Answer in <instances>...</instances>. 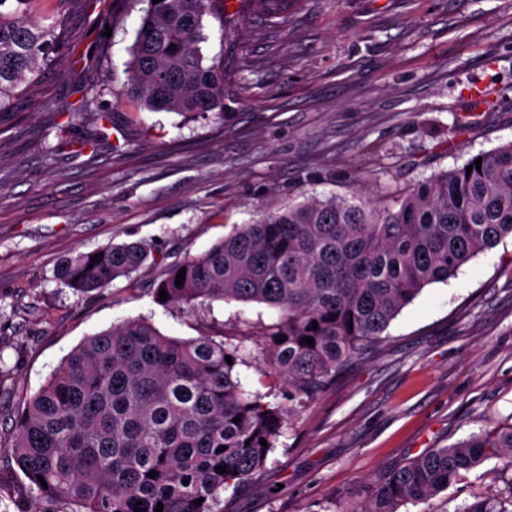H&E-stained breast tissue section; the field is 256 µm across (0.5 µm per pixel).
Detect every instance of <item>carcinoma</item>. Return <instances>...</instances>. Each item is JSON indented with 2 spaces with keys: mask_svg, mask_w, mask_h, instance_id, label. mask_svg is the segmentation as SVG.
I'll use <instances>...</instances> for the list:
<instances>
[{
  "mask_svg": "<svg viewBox=\"0 0 512 512\" xmlns=\"http://www.w3.org/2000/svg\"><path fill=\"white\" fill-rule=\"evenodd\" d=\"M140 2L146 7L126 62V97L149 112L222 117L224 65L206 63L203 52L208 17L224 31L221 2ZM37 4L0 0V126L11 119L21 86L58 65L53 52L73 41L67 16L46 26L33 19ZM508 235L512 141L435 171L382 204L357 189L349 198L311 197L237 226L173 267L157 290L172 307L235 301L279 310L253 334L291 405L245 395L230 335L185 340L148 319H127L87 337L26 402L10 456L0 462V490L19 471L69 512H154L160 503L163 512H216L224 491L260 477L297 409L376 350L426 285L448 280ZM148 258L140 243L112 244L64 260L58 277L87 293L131 277ZM492 459L512 469V425L410 459L379 478L375 496L352 512H399Z\"/></svg>",
  "mask_w": 512,
  "mask_h": 512,
  "instance_id": "obj_1",
  "label": "carcinoma"
}]
</instances>
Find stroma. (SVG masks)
I'll return each mask as SVG.
<instances>
[{
    "label": "stroma",
    "mask_w": 512,
    "mask_h": 512,
    "mask_svg": "<svg viewBox=\"0 0 512 512\" xmlns=\"http://www.w3.org/2000/svg\"><path fill=\"white\" fill-rule=\"evenodd\" d=\"M137 0L70 12L79 45L14 101L0 131V458L14 417L86 337L138 316L182 339L227 332L246 394L285 403L248 333L257 303L166 308L170 268L234 225L305 197L407 189L512 141V0H240L207 57L224 59L223 120L140 109L123 95ZM490 91L473 110L474 84ZM70 124L89 150L60 145ZM104 111L106 122L93 114ZM68 123V122H67ZM150 251L129 278L88 294L60 262L110 244ZM382 346L295 417L230 512H352L376 480L428 449L512 424V237L423 288ZM512 472L491 460L400 512H457L482 497L512 512Z\"/></svg>",
    "instance_id": "obj_1"
}]
</instances>
